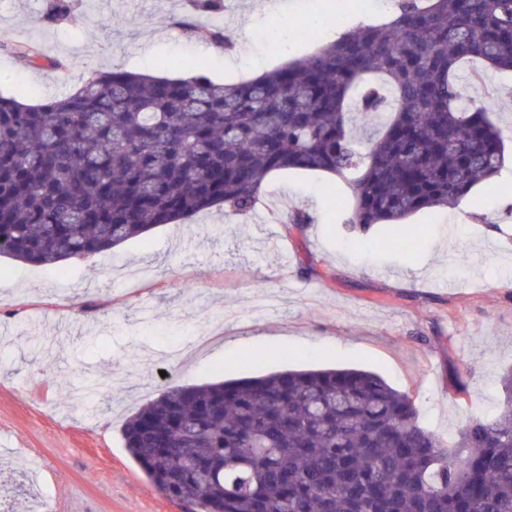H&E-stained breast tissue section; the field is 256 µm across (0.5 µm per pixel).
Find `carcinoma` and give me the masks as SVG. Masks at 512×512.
I'll use <instances>...</instances> for the list:
<instances>
[{"label":"carcinoma","mask_w":512,"mask_h":512,"mask_svg":"<svg viewBox=\"0 0 512 512\" xmlns=\"http://www.w3.org/2000/svg\"><path fill=\"white\" fill-rule=\"evenodd\" d=\"M512 72V0H401L248 81L94 72L25 106L0 96V256L85 259L211 208L251 212L275 172L353 189L345 223L410 252L407 219L459 203L504 164L502 131L456 71ZM382 122L354 138L350 97ZM500 409L454 449L408 393L358 368L166 387L124 423L149 482L194 512H512V370Z\"/></svg>","instance_id":"carcinoma-1"}]
</instances>
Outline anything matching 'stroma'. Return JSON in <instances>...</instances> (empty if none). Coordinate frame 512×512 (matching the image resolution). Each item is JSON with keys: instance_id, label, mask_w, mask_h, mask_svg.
Returning a JSON list of instances; mask_svg holds the SVG:
<instances>
[{"instance_id": "stroma-1", "label": "stroma", "mask_w": 512, "mask_h": 512, "mask_svg": "<svg viewBox=\"0 0 512 512\" xmlns=\"http://www.w3.org/2000/svg\"><path fill=\"white\" fill-rule=\"evenodd\" d=\"M58 23H40L55 0H0V95L30 104L70 93L92 72L150 67L192 76L211 58L216 82L248 80L246 64L205 38L219 27L266 69L335 40L339 29L393 18L364 0H294L296 26L283 29L267 0H223L201 24L172 30L185 0H69ZM33 44L30 65L14 57ZM65 65V76L51 62ZM460 68L463 99L481 100L501 128L505 163L493 183L458 206L411 218L413 251L389 250L375 232L344 222L328 174L270 175L255 213L286 249L272 251L255 214L211 209L163 224L86 261L33 266L0 258V512H184L151 486L124 448L125 419L169 384L237 380L285 369L354 367L407 392L421 424L454 443L503 400L512 369V74L474 80ZM302 210L312 223L296 227ZM200 348L175 359L189 338ZM101 408L80 399L86 379Z\"/></svg>"}]
</instances>
